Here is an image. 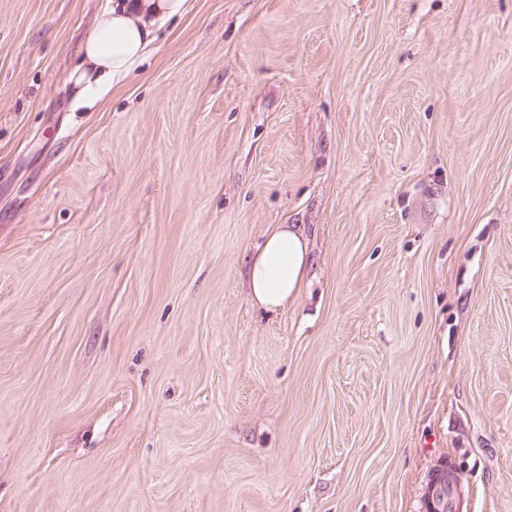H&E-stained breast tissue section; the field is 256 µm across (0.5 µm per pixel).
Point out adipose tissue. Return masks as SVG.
<instances>
[{"label":"adipose tissue","mask_w":512,"mask_h":512,"mask_svg":"<svg viewBox=\"0 0 512 512\" xmlns=\"http://www.w3.org/2000/svg\"><path fill=\"white\" fill-rule=\"evenodd\" d=\"M187 0H108L82 46V62L69 83L76 107H91L141 62L154 27L182 16ZM308 266L304 234L291 224L272 225L246 270L249 299L267 311L299 295Z\"/></svg>","instance_id":"adipose-tissue-1"}]
</instances>
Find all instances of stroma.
Listing matches in <instances>:
<instances>
[{"label": "stroma", "instance_id": "stroma-1", "mask_svg": "<svg viewBox=\"0 0 512 512\" xmlns=\"http://www.w3.org/2000/svg\"><path fill=\"white\" fill-rule=\"evenodd\" d=\"M105 2L0 0V512H512V0H191L77 110ZM298 224H273L249 259V299L267 311H278L299 295L308 266V247ZM438 474L433 476L428 483L425 509L439 512H461L464 504L458 499L457 486L454 476L448 470V485Z\"/></svg>", "mask_w": 512, "mask_h": 512}]
</instances>
